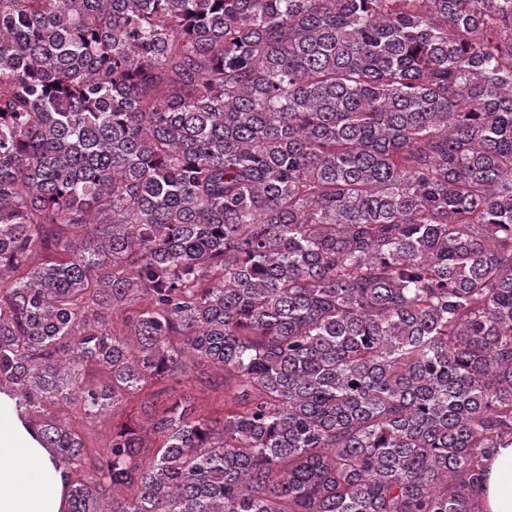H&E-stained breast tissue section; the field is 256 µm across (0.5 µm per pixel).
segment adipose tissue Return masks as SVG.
<instances>
[{
  "label": "adipose tissue",
  "instance_id": "adipose-tissue-1",
  "mask_svg": "<svg viewBox=\"0 0 512 512\" xmlns=\"http://www.w3.org/2000/svg\"><path fill=\"white\" fill-rule=\"evenodd\" d=\"M71 474L58 466L16 397L0 391V512H68ZM475 496L483 512H512V446L498 449Z\"/></svg>",
  "mask_w": 512,
  "mask_h": 512
}]
</instances>
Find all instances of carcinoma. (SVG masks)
I'll return each mask as SVG.
<instances>
[{"label": "carcinoma", "mask_w": 512, "mask_h": 512, "mask_svg": "<svg viewBox=\"0 0 512 512\" xmlns=\"http://www.w3.org/2000/svg\"><path fill=\"white\" fill-rule=\"evenodd\" d=\"M2 389L68 512H482L512 0H0ZM169 384L174 388L171 396L187 394L191 397L193 403L206 413L214 415L222 413V394L216 392L213 388L189 380H175L170 381ZM55 413L65 420L73 431L80 434L87 442L103 443L107 438L112 436V427L122 422L137 421L142 425V417L137 400L129 404L121 405L116 411L114 418L112 416L107 419L91 421L85 418L83 412L70 405L63 404L62 407H56ZM113 421V422H112Z\"/></svg>", "instance_id": "carcinoma-1"}]
</instances>
